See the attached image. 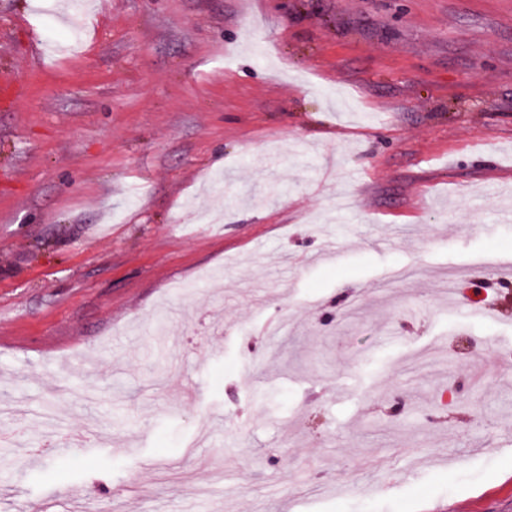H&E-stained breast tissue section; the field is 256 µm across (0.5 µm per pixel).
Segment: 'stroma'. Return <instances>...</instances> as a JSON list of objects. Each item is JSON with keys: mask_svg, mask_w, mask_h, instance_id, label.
Listing matches in <instances>:
<instances>
[{"mask_svg": "<svg viewBox=\"0 0 512 512\" xmlns=\"http://www.w3.org/2000/svg\"><path fill=\"white\" fill-rule=\"evenodd\" d=\"M59 4L0 0V512H512V0Z\"/></svg>", "mask_w": 512, "mask_h": 512, "instance_id": "35a3bbf8", "label": "stroma"}]
</instances>
